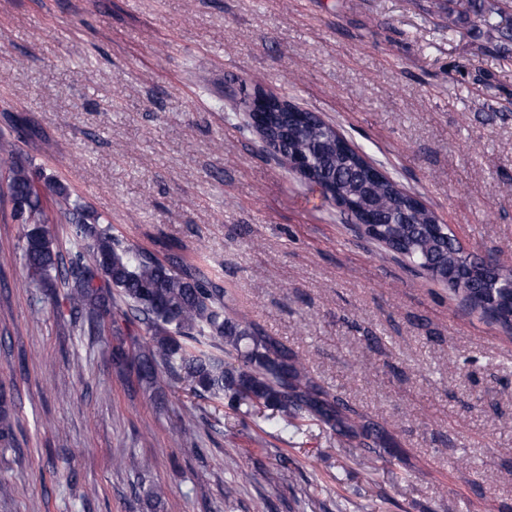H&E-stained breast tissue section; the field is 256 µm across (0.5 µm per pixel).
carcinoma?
I'll list each match as a JSON object with an SVG mask.
<instances>
[{
	"instance_id": "cac0c4a2",
	"label": "carcinoma",
	"mask_w": 512,
	"mask_h": 512,
	"mask_svg": "<svg viewBox=\"0 0 512 512\" xmlns=\"http://www.w3.org/2000/svg\"><path fill=\"white\" fill-rule=\"evenodd\" d=\"M263 133L281 150L302 159L304 179L330 201L344 200L377 217V236L397 249L415 269L437 278L434 267L471 266L454 289L465 304L495 321L512 305V289L497 288V305L477 258L457 250L432 215L419 208L391 178L376 180L352 150L339 146V132L318 116L303 121L274 104L264 114ZM0 200L12 218L25 225L22 252L29 282L49 290L66 288L70 322L92 335L105 324L134 319L148 340L129 357L114 349L122 363L131 359L143 388L153 394L177 381L189 383L199 397L272 410L280 417L316 420L340 440L364 448L382 447L387 432L318 383L288 346L252 322L229 313L231 296L197 267L162 262L123 243L68 189L42 179L12 138L0 137ZM54 206L56 216L48 213ZM71 225L75 249L63 252L50 225ZM0 391V447L13 448L16 435Z\"/></svg>"
}]
</instances>
